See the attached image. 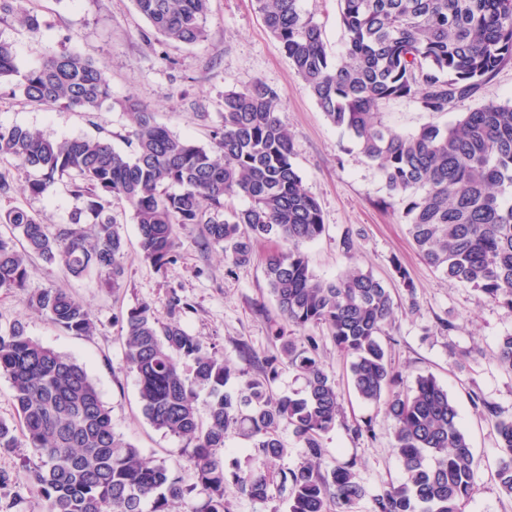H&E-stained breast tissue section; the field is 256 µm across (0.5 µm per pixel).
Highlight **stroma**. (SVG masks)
Listing matches in <instances>:
<instances>
[{
	"mask_svg": "<svg viewBox=\"0 0 512 512\" xmlns=\"http://www.w3.org/2000/svg\"><path fill=\"white\" fill-rule=\"evenodd\" d=\"M41 31L33 35L17 23L0 22V40L10 43L20 69L46 57L70 51L106 63L112 99L93 113L47 108L26 101L9 86L0 87V124L20 125L51 138L80 135L103 137L126 150L131 126L125 108L133 100L147 106L158 122L175 134L210 145L222 123L224 94L262 79L281 99V117L293 141V163L304 188L319 202L326 229L303 244L315 275L334 279L348 267L372 273L390 289L395 320L390 329L395 368L407 380L434 376L454 399L478 466L476 489L466 512H512V499L498 487V435L476 410L471 394L512 418V372L496 359L502 336L512 334V309L489 300L468 285L448 280L422 259L407 233L399 201H388L380 171L356 143L325 119L316 100L296 76L278 42L267 32L252 0H210L205 38L191 46L166 42L137 11L132 0H34ZM303 11L322 26L333 57L344 51L336 0H301ZM0 174L12 181V198L0 200V211L13 206L36 214L48 229L70 223L83 208L64 182L33 195L25 191L24 170L0 162ZM112 215L127 240L128 271L123 287L112 289L97 275L70 276L63 268L33 259L29 291L67 289L91 311L92 335L61 332L38 312L26 307L22 295L0 292V326L24 320L28 334L82 364L110 409L117 433L140 448L147 458L180 470L185 484L195 477L183 453L184 441L165 434L143 417L134 373L124 363L122 319L137 303L152 304L169 319L170 301L186 303L179 320L186 330L214 347L238 368H246L237 351L247 342L261 359L279 355L273 329L281 322L264 274L267 243L257 244L250 263L233 266L217 249L202 250L200 228L190 224L179 232L175 261L159 269L138 253V231L129 207L116 204ZM351 248H344V241ZM406 270L412 290L398 275ZM320 353L336 380L346 420L325 439L324 468L352 465L365 495L352 512H372L373 500L403 478L392 448L394 423L383 409L363 404L348 387L350 355L337 350L326 329L316 331ZM372 419L374 436H355L349 425ZM287 454L270 464L273 480L268 499L260 501L227 485L229 512H288V488L279 484L283 472L295 468L303 449L291 430L280 432ZM26 448L0 452V512H44L29 490L24 462Z\"/></svg>",
	"mask_w": 512,
	"mask_h": 512,
	"instance_id": "stroma-1",
	"label": "stroma"
}]
</instances>
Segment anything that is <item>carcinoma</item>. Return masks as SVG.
Segmentation results:
<instances>
[{
  "mask_svg": "<svg viewBox=\"0 0 512 512\" xmlns=\"http://www.w3.org/2000/svg\"><path fill=\"white\" fill-rule=\"evenodd\" d=\"M166 41L205 38L210 0H133ZM345 49L327 53L322 27L300 0H253L330 124L348 133L381 172L420 256L450 281L470 285L512 309V101L460 112L451 121L399 133L381 119L393 99H411L433 116L454 112L481 85L512 64V0H336ZM27 0H0V20L31 34L41 29ZM14 84L38 105L95 112L112 100L104 67L72 52L20 71L12 45L0 41V86ZM130 151L104 138L54 139L0 124V161L26 169L38 195L67 180L84 200L93 235L76 218L48 230L33 213L0 212V292L22 294L34 256L73 277L95 272L124 286V233L112 201L125 203L138 228L141 257L161 269L174 262L178 230L202 226L205 248L233 265L251 261L255 243H277L265 277L285 322L275 328L281 357L255 373L235 370L176 320L161 321L140 303L123 320L126 367L135 374L141 411L183 448L205 498L190 512H228L224 448L230 434L248 441L252 466L232 482L254 499L269 496L271 461L287 453L288 428L303 460L283 473L288 512H351L365 495L350 466L323 471L324 437L342 416L335 379L308 330L326 328L336 349L352 356L358 399L384 406L395 422L392 447L404 477L374 498L373 512H464L475 492L476 462L448 389L431 376L407 386L394 371L381 337L394 320L390 291L369 272L349 268L334 280L317 277L301 246L325 231L319 203L302 186L293 142L280 117L279 95L262 80L224 94L223 124L206 148L172 133L147 107L128 104ZM234 200L246 201L237 208ZM27 305L67 333L90 335L86 306L62 289L27 297ZM512 372V334L497 346ZM287 367L302 390L274 391ZM0 375L9 378L18 428L0 422V451L24 446L28 483L45 512H173L194 488L179 471L144 457L115 432L109 408L85 369L27 334L17 319L0 328ZM239 378L236 392L225 387ZM208 400L199 402L200 393ZM494 425L501 456L496 477L512 498V420L471 397Z\"/></svg>",
  "mask_w": 512,
  "mask_h": 512,
  "instance_id": "cac0c4a2",
  "label": "carcinoma"
}]
</instances>
